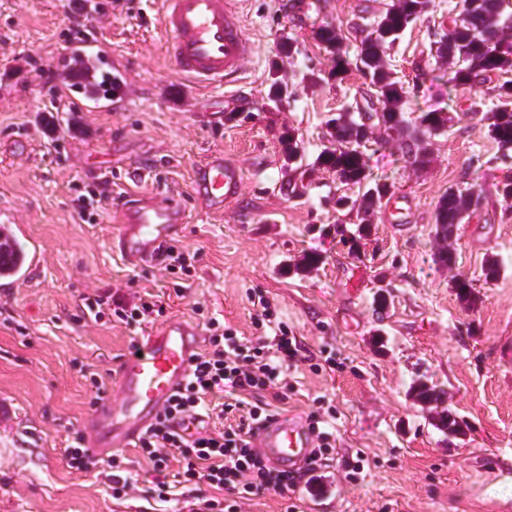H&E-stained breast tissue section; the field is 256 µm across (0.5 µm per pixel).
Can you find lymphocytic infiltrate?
<instances>
[{
    "instance_id": "1",
    "label": "lymphocytic infiltrate",
    "mask_w": 512,
    "mask_h": 512,
    "mask_svg": "<svg viewBox=\"0 0 512 512\" xmlns=\"http://www.w3.org/2000/svg\"><path fill=\"white\" fill-rule=\"evenodd\" d=\"M255 335L240 336L216 318L206 317L205 346L185 388L138 441L139 454L154 479L147 493L168 501L170 459L181 468L176 484L196 512H240L244 501L260 491L285 493L315 485L316 474L336 449L335 406H319L308 415L313 455L305 466L285 471L262 459L252 436L263 421L278 416L288 400L291 367L311 361L306 344L287 324L272 323L270 305L259 299ZM164 312L162 301H126L111 291L82 298V313L92 321L112 315L125 324L153 322Z\"/></svg>"
}]
</instances>
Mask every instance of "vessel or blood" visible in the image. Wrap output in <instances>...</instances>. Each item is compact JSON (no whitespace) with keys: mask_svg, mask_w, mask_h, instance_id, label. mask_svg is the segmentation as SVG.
Listing matches in <instances>:
<instances>
[{"mask_svg":"<svg viewBox=\"0 0 512 512\" xmlns=\"http://www.w3.org/2000/svg\"><path fill=\"white\" fill-rule=\"evenodd\" d=\"M162 25L168 35L165 54L182 77L226 86L243 74L251 43L236 0H164ZM55 86L58 98L85 112L107 111L108 101L130 95L112 77L111 53L90 35L72 42L69 56L57 66ZM243 181L241 167L214 150L193 166L190 195L202 210L220 215L239 197ZM187 222L178 201L141 200L122 207L111 244L132 264L155 266L183 236ZM203 344L202 330L180 317L141 337L114 371L117 397H103L83 422L86 448L107 459L132 447L186 384ZM253 446L265 461L289 471L307 463L312 436L303 418L280 416L258 428Z\"/></svg>","mask_w":512,"mask_h":512,"instance_id":"b4317fda","label":"vessel or blood"}]
</instances>
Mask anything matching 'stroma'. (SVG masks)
Masks as SVG:
<instances>
[{
  "label": "stroma",
  "mask_w": 512,
  "mask_h": 512,
  "mask_svg": "<svg viewBox=\"0 0 512 512\" xmlns=\"http://www.w3.org/2000/svg\"><path fill=\"white\" fill-rule=\"evenodd\" d=\"M110 16L94 23L122 63L120 78L134 94L109 112H79L56 104L52 84L35 74L52 68L69 47L67 0H0V224L28 227L22 246L39 240L40 268L0 293V398L17 416L0 423V512H176L177 502L148 497L141 479L134 497L114 500L104 475L66 465L69 433L91 409L94 392L79 364L111 380L141 326L80 318L81 294L108 286L160 296L165 312L194 319L203 304L211 316L248 336L251 294L270 303L272 319L287 323L315 354H335V369L299 365L290 378L289 414L307 416L317 400L335 406L336 450L320 477L325 498L305 489L281 496L258 493L245 512H512V362L500 345L512 337V212L496 194L505 172L480 116L471 112L479 88L448 92V67L435 41L447 32L461 0H432L387 59L404 85L410 115L455 101L447 132L432 137L424 163L403 161L396 144L372 155L375 173L393 187L351 253L337 226L354 230L353 211L336 209L335 195L357 197L318 167L331 146L327 119L356 110L367 87L357 71L332 77L333 57L321 28L340 27L357 52L374 16L392 0H313L299 19L283 15L280 0H238L252 53L236 85L208 89L181 78L166 57L158 17L163 0H98ZM293 85L287 106L268 99L273 78ZM52 115L56 134L40 119ZM28 134L30 150L7 148ZM301 141V170L288 167V138ZM212 150L244 171L239 201L214 216L191 208L181 248L194 255L184 296L159 269L129 264L110 245L116 210L126 198L189 200L190 172ZM157 156L163 167L144 178L123 164ZM107 180L109 200L97 223L74 212L72 182ZM295 185L283 194L284 179ZM469 188L480 209L459 224L453 270L432 260V229L448 188ZM319 253L318 270L294 265ZM500 264L486 279L488 257ZM471 281L474 303L460 301L451 274ZM386 289L389 308L377 318L373 298ZM424 374L448 393L464 436L446 437L410 396ZM365 455L364 478L343 475Z\"/></svg>",
  "instance_id": "35a3bbf8"
}]
</instances>
